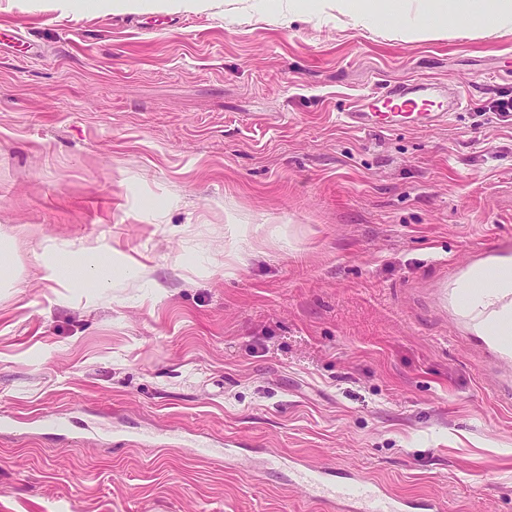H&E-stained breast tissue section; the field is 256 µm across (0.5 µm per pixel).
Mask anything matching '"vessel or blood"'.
I'll return each instance as SVG.
<instances>
[{
    "label": "vessel or blood",
    "instance_id": "1",
    "mask_svg": "<svg viewBox=\"0 0 512 512\" xmlns=\"http://www.w3.org/2000/svg\"><path fill=\"white\" fill-rule=\"evenodd\" d=\"M461 90L445 91L432 82L398 83L368 97L348 113L359 129H391L405 123L432 125L463 107ZM426 303L449 315L474 351L500 375L498 388L512 395V239L489 238L461 264L448 267L446 278L429 283ZM303 486L337 512H405L409 500L383 492L364 476L347 472L337 481L305 468Z\"/></svg>",
    "mask_w": 512,
    "mask_h": 512
}]
</instances>
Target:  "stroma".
Listing matches in <instances>:
<instances>
[{
    "instance_id": "stroma-1",
    "label": "stroma",
    "mask_w": 512,
    "mask_h": 512,
    "mask_svg": "<svg viewBox=\"0 0 512 512\" xmlns=\"http://www.w3.org/2000/svg\"><path fill=\"white\" fill-rule=\"evenodd\" d=\"M274 0L134 13L0 0V512H329L291 460L441 512H512V400L422 304L512 235V29L405 41ZM458 85L437 126L363 131L385 84ZM140 269L45 280L48 246ZM65 413L73 436L43 429ZM230 450L229 463L193 443Z\"/></svg>"
}]
</instances>
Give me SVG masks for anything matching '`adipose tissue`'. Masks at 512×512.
Returning a JSON list of instances; mask_svg holds the SVG:
<instances>
[{
	"mask_svg": "<svg viewBox=\"0 0 512 512\" xmlns=\"http://www.w3.org/2000/svg\"><path fill=\"white\" fill-rule=\"evenodd\" d=\"M468 18L481 20L486 26L512 28V0H440L430 14L429 23L422 26L407 27L403 30L404 37L419 35L437 36L447 33L452 21L460 14ZM133 262L115 266L101 256L76 254L71 256L69 263L50 259L45 264L47 280L65 288H76L86 282H96L98 287L107 286L117 273L134 271Z\"/></svg>",
	"mask_w": 512,
	"mask_h": 512,
	"instance_id": "ef3b65f1",
	"label": "adipose tissue"
}]
</instances>
